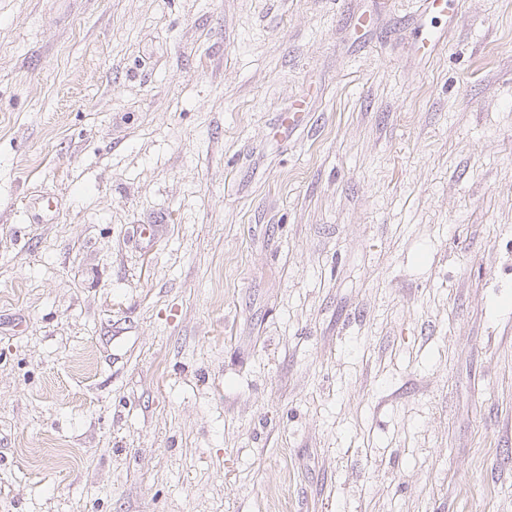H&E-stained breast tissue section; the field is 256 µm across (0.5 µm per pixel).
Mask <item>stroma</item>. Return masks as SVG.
<instances>
[{
    "label": "stroma",
    "instance_id": "35a3bbf8",
    "mask_svg": "<svg viewBox=\"0 0 512 512\" xmlns=\"http://www.w3.org/2000/svg\"><path fill=\"white\" fill-rule=\"evenodd\" d=\"M511 442L512 0H0V512H512Z\"/></svg>",
    "mask_w": 512,
    "mask_h": 512
}]
</instances>
